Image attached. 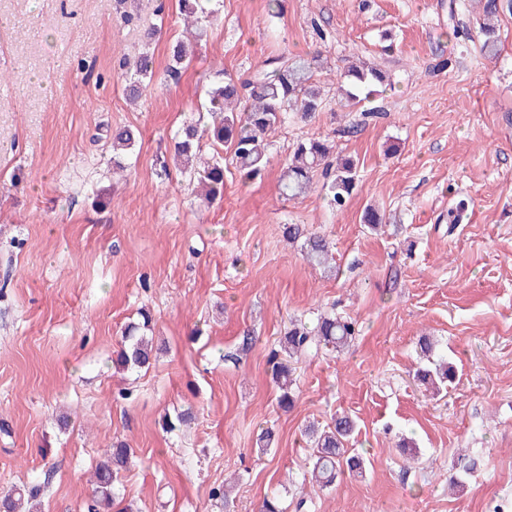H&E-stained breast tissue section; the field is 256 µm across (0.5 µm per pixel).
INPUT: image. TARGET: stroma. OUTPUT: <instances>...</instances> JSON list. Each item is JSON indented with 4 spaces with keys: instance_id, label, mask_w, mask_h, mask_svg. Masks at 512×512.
I'll return each mask as SVG.
<instances>
[{
    "instance_id": "obj_1",
    "label": "stroma",
    "mask_w": 512,
    "mask_h": 512,
    "mask_svg": "<svg viewBox=\"0 0 512 512\" xmlns=\"http://www.w3.org/2000/svg\"><path fill=\"white\" fill-rule=\"evenodd\" d=\"M456 11H449L450 3ZM0 0V497L40 485L30 512H88L92 474L112 444L134 451L119 475L133 512H231L280 492L286 512H492L512 502V14L502 51L452 35L476 27L473 0H223L178 81L166 70L185 36L175 0ZM134 23H126L125 14ZM150 50L158 86L126 98L122 58ZM320 52L327 104L276 129L264 175L226 165L208 207L178 168L172 139L217 71L244 77L272 55ZM361 59L391 84L341 108L336 76ZM136 142L112 171V131ZM321 137L358 158L357 188L331 211L317 193L287 201L293 144ZM466 203L461 224L448 212ZM390 220L372 232L367 206ZM303 224L333 243L334 271L282 235ZM152 316L159 352L120 370L121 330ZM333 312L359 333L342 352L296 366L282 409L270 358L290 321ZM251 337L242 347L243 337ZM456 368L438 397L414 378L418 340ZM189 426L167 431L183 409ZM352 415L366 471L304 484L302 432ZM272 429L260 451L257 438ZM480 470L449 489L453 460Z\"/></svg>"
}]
</instances>
